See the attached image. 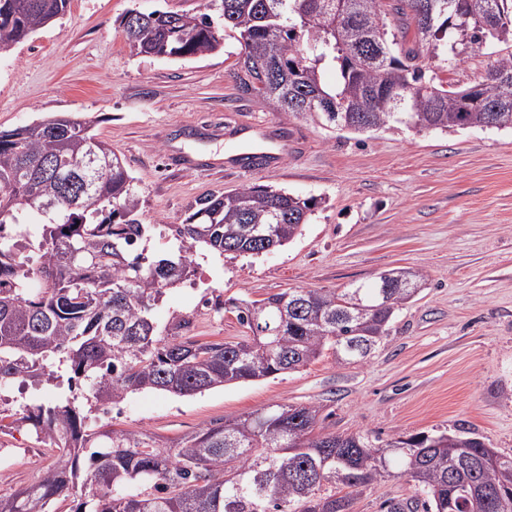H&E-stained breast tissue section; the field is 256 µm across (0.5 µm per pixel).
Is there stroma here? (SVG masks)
Instances as JSON below:
<instances>
[{
    "instance_id": "1",
    "label": "stroma",
    "mask_w": 512,
    "mask_h": 512,
    "mask_svg": "<svg viewBox=\"0 0 512 512\" xmlns=\"http://www.w3.org/2000/svg\"><path fill=\"white\" fill-rule=\"evenodd\" d=\"M131 10L203 14L209 0H71L29 40L0 50V131L64 112L100 116L98 137L142 189L141 246L172 251L168 224L197 200L266 184L316 199L301 235L260 255L197 257L193 276L166 289L159 328L191 320L201 341L238 342L248 331L207 299L260 300L291 288L347 287L394 268L426 288L396 311L366 360L332 352L296 372L191 397L139 392L105 414L78 399L91 428L124 429L176 444L208 423L280 404L315 405L326 431L390 440L460 430L512 456V131L468 128L340 131L274 110L240 81L242 45L220 28L218 51L189 58L132 52L120 24ZM494 56L459 48L432 67L441 80L481 81ZM57 449L31 426L0 431V494L31 484ZM400 477L378 479L351 512H386L415 496Z\"/></svg>"
}]
</instances>
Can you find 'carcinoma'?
Segmentation results:
<instances>
[{
	"label": "carcinoma",
	"instance_id": "cac0c4a2",
	"mask_svg": "<svg viewBox=\"0 0 512 512\" xmlns=\"http://www.w3.org/2000/svg\"><path fill=\"white\" fill-rule=\"evenodd\" d=\"M240 37L244 84L276 110L330 127L373 133L395 124L421 131L512 129V0H212ZM71 0H0V49L65 15ZM401 36H388L387 15ZM141 54L188 58L213 52L209 14L154 10L123 17ZM412 39H407L409 32ZM496 56L483 81L466 88L437 79L424 61H447L458 46ZM336 71V84L323 72ZM97 119L61 114L0 131V383L67 386L72 396L25 404L19 421L59 454L30 486L3 498L0 512H350L377 475L395 474L418 495L386 512H512V457L468 431L419 433L374 443L317 431L314 405L209 423L172 446L110 430L100 451L76 406L89 392L98 409L129 395L191 396L295 371L330 350L367 359L395 312L424 287L352 284L339 291L293 288L261 300L215 298L251 336L200 342L162 336L153 305L194 272L197 249L218 257L259 255L301 234L317 202L248 185L200 200L169 230L171 255L130 256L146 228L137 219V180L94 133ZM38 255L30 265L29 253ZM69 363L71 375L52 370ZM89 489L78 491L81 456ZM152 484L158 493L135 487Z\"/></svg>",
	"mask_w": 512,
	"mask_h": 512
}]
</instances>
